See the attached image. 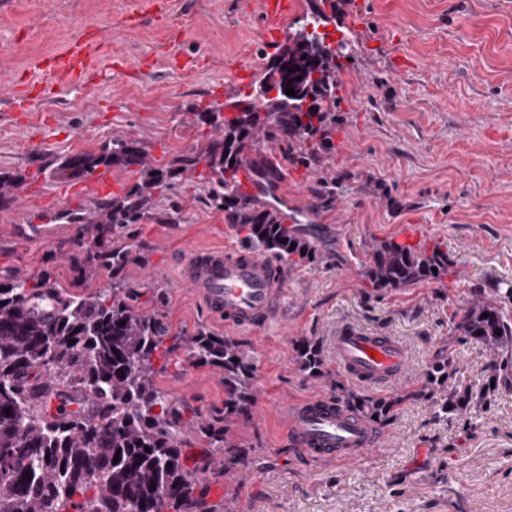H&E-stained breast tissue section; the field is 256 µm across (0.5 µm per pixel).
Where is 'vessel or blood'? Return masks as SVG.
Here are the masks:
<instances>
[{
	"instance_id": "b4317fda",
	"label": "vessel or blood",
	"mask_w": 512,
	"mask_h": 512,
	"mask_svg": "<svg viewBox=\"0 0 512 512\" xmlns=\"http://www.w3.org/2000/svg\"><path fill=\"white\" fill-rule=\"evenodd\" d=\"M260 19V36L266 52H274L283 41L289 20L302 14L301 0H254ZM311 18L327 35L333 50L341 47L361 27V15L353 7L337 14L334 0H319ZM100 48L76 39L61 52L37 63L46 83H78L92 68ZM224 93L232 95L256 87L259 73L234 58L224 63ZM179 280L190 288L203 306L226 325L254 329L283 314L284 278L277 267L256 255H234L223 248L192 250L178 265ZM336 365L351 380L378 389L393 387L408 368L404 345L383 332H364L344 326L332 338ZM51 412L91 414L90 398L53 397ZM285 427L290 445L317 463L358 459L378 448L377 431L334 398L318 395L284 405Z\"/></svg>"
}]
</instances>
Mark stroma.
Wrapping results in <instances>:
<instances>
[{
    "label": "stroma",
    "instance_id": "obj_1",
    "mask_svg": "<svg viewBox=\"0 0 512 512\" xmlns=\"http://www.w3.org/2000/svg\"><path fill=\"white\" fill-rule=\"evenodd\" d=\"M357 2L363 35L381 50L349 57L331 148L262 131L244 154L289 201L313 205L317 223L298 230L315 236L322 255L287 266V319L252 332L212 319L176 279V249H247L208 204L196 172L154 194L136 224L20 230L71 187L50 172L74 156L127 138L166 163L220 138L212 114L225 107L214 96L225 57L271 63L258 24L245 19L248 0H162L147 13L133 0H0V83L30 79L32 61L85 34L101 38L117 63L93 82L57 85L29 118L0 93V173L17 180L0 196V283L41 281L83 296L118 281L134 312L162 324L174 365L155 382L182 414L175 430L212 512L228 504L233 512H512V345L494 350L456 331L465 304L481 295L512 315V0ZM393 54L403 68H392ZM406 224L422 242L441 243L451 274L397 290L366 287L373 245L401 240ZM115 250L121 265L89 272L88 252ZM340 324L397 336L410 367L387 392L401 403L379 429L381 448L308 464L286 446L279 406L335 395L340 385L362 393L332 355ZM202 329L233 338L256 361L252 417L235 426L249 451L229 473L194 427L224 413L223 373L189 363L180 348ZM302 338L318 343L325 377L300 370ZM443 360L449 386L473 395L448 415L419 394L426 369Z\"/></svg>",
    "mask_w": 512,
    "mask_h": 512
}]
</instances>
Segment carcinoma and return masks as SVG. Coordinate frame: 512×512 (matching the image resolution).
Returning a JSON list of instances; mask_svg holds the SVG:
<instances>
[{"label":"carcinoma","instance_id":"cac0c4a2","mask_svg":"<svg viewBox=\"0 0 512 512\" xmlns=\"http://www.w3.org/2000/svg\"><path fill=\"white\" fill-rule=\"evenodd\" d=\"M333 69L324 47L298 38L270 69L264 93L275 97L265 115L249 103L237 106L235 116L222 120L224 136L204 155H186L177 166L151 162L137 141L117 139L97 155L73 157L57 174L69 169L90 178L101 166L136 167L140 181L102 214L104 223L122 226L143 218L152 192L169 189L175 175L203 162L209 201L241 226L250 246L293 263H314L318 254L309 241L275 212L250 206L228 175L241 165L260 128L296 139L330 121ZM290 87L293 96L285 93ZM451 267L438 244L383 241L373 247L366 279L382 290L442 283ZM46 295L43 283L0 285V512H191L203 505L207 489L184 461L169 396L154 382L157 361L169 354L159 323L134 313L118 287L89 296L54 291L53 312L41 316L33 304ZM458 329L493 348L512 343V321L494 300L469 303ZM182 349L187 361L224 371V418L199 431L212 447L224 449L227 475L241 458L232 426L251 413L254 360L233 339L207 331L186 338ZM297 358L309 375H326L317 343L300 340ZM446 378L445 362L425 372V396L448 394L440 404L443 413L470 401L448 391ZM61 385L74 396L92 397L94 415L49 413L48 398ZM336 392L338 401L377 423L390 419L402 402L346 393L340 386ZM89 476L95 483L86 481Z\"/></svg>","mask_w":512,"mask_h":512}]
</instances>
